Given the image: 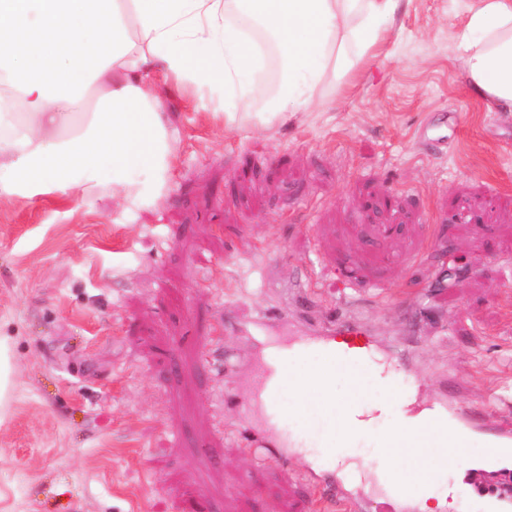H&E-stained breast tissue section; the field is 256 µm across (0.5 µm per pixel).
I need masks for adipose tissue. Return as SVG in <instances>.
I'll use <instances>...</instances> for the list:
<instances>
[{
  "instance_id": "ef3b65f1",
  "label": "adipose tissue",
  "mask_w": 512,
  "mask_h": 512,
  "mask_svg": "<svg viewBox=\"0 0 512 512\" xmlns=\"http://www.w3.org/2000/svg\"><path fill=\"white\" fill-rule=\"evenodd\" d=\"M406 0H0V200L163 176L169 150L146 79L216 88L225 125L328 102L373 58ZM469 94L512 112V0H472L458 36ZM277 63L260 109L251 101Z\"/></svg>"
}]
</instances>
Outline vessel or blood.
I'll list each match as a JSON object with an SVG mask.
<instances>
[{
  "instance_id": "obj_1",
  "label": "vessel or blood",
  "mask_w": 512,
  "mask_h": 512,
  "mask_svg": "<svg viewBox=\"0 0 512 512\" xmlns=\"http://www.w3.org/2000/svg\"><path fill=\"white\" fill-rule=\"evenodd\" d=\"M265 343L269 349L262 369L267 396L266 432L248 437L243 448L251 454H264L268 436L278 435L279 421L286 416L305 434L314 436L317 447L326 449L327 455L318 460L317 467L324 472L331 470L332 455L345 453L365 434L372 395L386 383L375 368L367 331L356 321L339 320L319 336H301L290 342L269 336ZM340 378L349 383L354 394L350 403L336 401L335 382ZM289 393L310 395L316 409L314 416H307V405L297 399L286 401ZM339 416L346 422L341 432L333 425ZM375 440L379 447L413 454L428 465L414 479L392 470L382 473L388 512H395L400 505L406 512H413L414 503L425 488L442 480V472L431 465L434 453L442 449H462L464 459H479L490 466L512 460V427L486 429L474 416L444 400L428 405L420 422H401L377 434ZM484 510L512 512V489L501 486L488 492Z\"/></svg>"
}]
</instances>
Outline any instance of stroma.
<instances>
[{
	"label": "stroma",
	"instance_id": "obj_1",
	"mask_svg": "<svg viewBox=\"0 0 512 512\" xmlns=\"http://www.w3.org/2000/svg\"><path fill=\"white\" fill-rule=\"evenodd\" d=\"M469 2L408 0L375 60L285 123L225 125L210 88L153 76L170 157L131 171L148 196L0 203V512H312L319 449L293 434L263 460L239 435L265 430L262 337L339 318L418 402L512 421V118L466 89ZM344 461L339 499L374 512L385 449Z\"/></svg>",
	"mask_w": 512,
	"mask_h": 512
}]
</instances>
